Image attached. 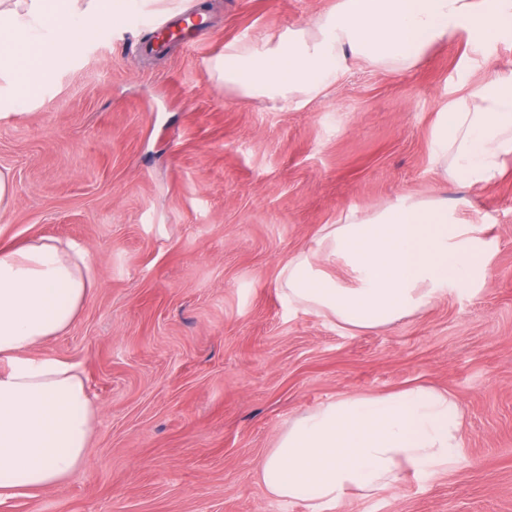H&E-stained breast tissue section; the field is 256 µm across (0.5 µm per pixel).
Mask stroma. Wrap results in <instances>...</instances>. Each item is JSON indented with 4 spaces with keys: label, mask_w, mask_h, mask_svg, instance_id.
I'll return each instance as SVG.
<instances>
[{
    "label": "stroma",
    "mask_w": 512,
    "mask_h": 512,
    "mask_svg": "<svg viewBox=\"0 0 512 512\" xmlns=\"http://www.w3.org/2000/svg\"><path fill=\"white\" fill-rule=\"evenodd\" d=\"M336 0H132L74 36L30 104L0 118L14 200L0 248L32 236L85 247L96 286L43 351L80 363L98 415L71 480L0 512H307L258 465L299 415L345 393L426 382L465 415L463 462L344 512H512V158L488 186L434 172L438 113L512 70V30L437 47L410 71L367 66L305 106L226 91L209 60L233 40L304 26ZM205 23L144 53L154 19ZM408 193L467 197L488 276L427 312L349 333L288 306L280 271L344 212Z\"/></svg>",
    "instance_id": "1"
}]
</instances>
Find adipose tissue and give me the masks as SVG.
<instances>
[{
    "label": "adipose tissue",
    "mask_w": 512,
    "mask_h": 512,
    "mask_svg": "<svg viewBox=\"0 0 512 512\" xmlns=\"http://www.w3.org/2000/svg\"><path fill=\"white\" fill-rule=\"evenodd\" d=\"M102 0H0V78L24 106L62 52L44 32L101 17ZM487 41L512 29V0L478 13L472 0H336L305 26L261 41H231L210 62L225 90L304 104L357 66L413 67L461 30ZM442 179L484 186L512 157V71L468 87L439 112L430 138ZM469 205L402 195L380 210L323 225L312 252L281 272L290 306L347 330L377 331L470 290L488 272L482 230L461 223ZM332 262L335 273L314 255ZM95 285L90 253L40 236L0 248V499L34 495L76 476L97 409L80 364L40 354L74 324ZM464 419L455 397L419 384L389 394H344L307 411L261 463L267 493L308 512H340L354 495L396 489L410 475L456 467Z\"/></svg>",
    "instance_id": "obj_1"
}]
</instances>
